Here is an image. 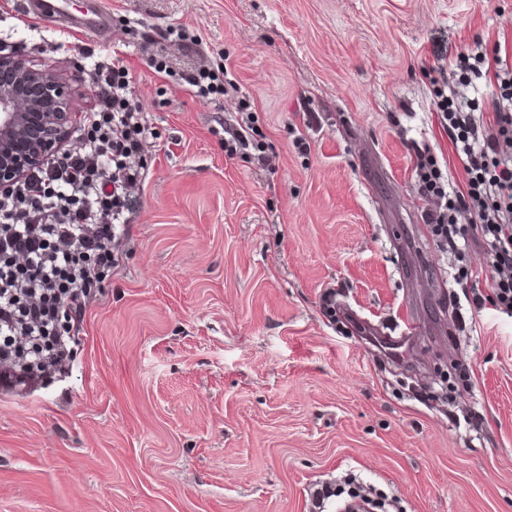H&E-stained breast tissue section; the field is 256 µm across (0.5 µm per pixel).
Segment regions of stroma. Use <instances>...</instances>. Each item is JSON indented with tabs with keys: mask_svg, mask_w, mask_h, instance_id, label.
<instances>
[{
	"mask_svg": "<svg viewBox=\"0 0 512 512\" xmlns=\"http://www.w3.org/2000/svg\"><path fill=\"white\" fill-rule=\"evenodd\" d=\"M74 34L0 13V41L65 77L119 54L150 134L118 262L70 360L0 389V512H315L357 481L385 512H512V318L472 244L456 281L425 224L423 145L464 174L426 72L512 49V0H104ZM227 66L234 94L183 80ZM165 72H156V65ZM266 163L229 158L241 102ZM409 314L389 359L370 332ZM89 9L77 24L88 34H101L105 30L107 13H105L97 0H88Z\"/></svg>",
	"mask_w": 512,
	"mask_h": 512,
	"instance_id": "1",
	"label": "stroma"
}]
</instances>
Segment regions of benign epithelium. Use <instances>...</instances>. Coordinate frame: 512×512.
I'll use <instances>...</instances> for the list:
<instances>
[{"label": "benign epithelium", "mask_w": 512, "mask_h": 512, "mask_svg": "<svg viewBox=\"0 0 512 512\" xmlns=\"http://www.w3.org/2000/svg\"><path fill=\"white\" fill-rule=\"evenodd\" d=\"M70 84L0 44V191L63 145L75 113Z\"/></svg>", "instance_id": "1"}]
</instances>
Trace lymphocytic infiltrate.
I'll return each instance as SVG.
<instances>
[{
  "label": "lymphocytic infiltrate",
  "instance_id": "lymphocytic-infiltrate-1",
  "mask_svg": "<svg viewBox=\"0 0 512 512\" xmlns=\"http://www.w3.org/2000/svg\"><path fill=\"white\" fill-rule=\"evenodd\" d=\"M455 83L436 90L440 123L464 171L448 183L431 149L415 175L428 203L424 219L438 245L463 259L469 241L488 248L494 277L486 300L512 314V53L458 50ZM96 103L72 148L0 193V387L13 388L63 370L69 351L56 312L82 323L93 288L116 262L115 243L140 200L148 123L131 94L121 59L91 69ZM482 79L498 89L492 119L465 90Z\"/></svg>",
  "mask_w": 512,
  "mask_h": 512
}]
</instances>
